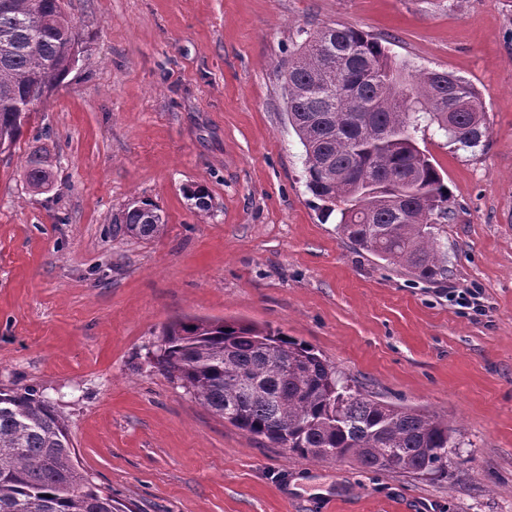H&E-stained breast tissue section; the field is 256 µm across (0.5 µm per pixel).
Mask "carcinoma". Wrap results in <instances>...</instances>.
<instances>
[{
	"instance_id": "obj_1",
	"label": "carcinoma",
	"mask_w": 512,
	"mask_h": 512,
	"mask_svg": "<svg viewBox=\"0 0 512 512\" xmlns=\"http://www.w3.org/2000/svg\"><path fill=\"white\" fill-rule=\"evenodd\" d=\"M68 31L60 0H0V151L72 69ZM282 79L307 187L337 212L345 238L420 279L440 275L432 225L448 217L451 195L415 132L485 151L481 94L451 72L406 73L382 39L345 26L306 33ZM164 224L155 205L135 201L112 236L150 240ZM155 364L215 416L292 454L438 479L448 476V449L462 445L448 421L373 399L279 331L171 321ZM0 512H125L80 468L64 419L32 388H0Z\"/></svg>"
}]
</instances>
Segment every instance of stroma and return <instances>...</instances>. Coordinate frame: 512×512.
Returning a JSON list of instances; mask_svg holds the SVG:
<instances>
[{
  "mask_svg": "<svg viewBox=\"0 0 512 512\" xmlns=\"http://www.w3.org/2000/svg\"><path fill=\"white\" fill-rule=\"evenodd\" d=\"M64 8L89 48L0 152V388L39 391L132 512H512V0ZM323 25L485 101L484 153L419 143L453 198L442 276L358 250L307 187L281 65ZM135 200L162 211L159 237H113ZM467 288L482 311L450 301ZM182 316L282 329L375 398L447 419L462 441L447 479L302 458L213 416L151 359Z\"/></svg>",
  "mask_w": 512,
  "mask_h": 512,
  "instance_id": "stroma-1",
  "label": "stroma"
}]
</instances>
